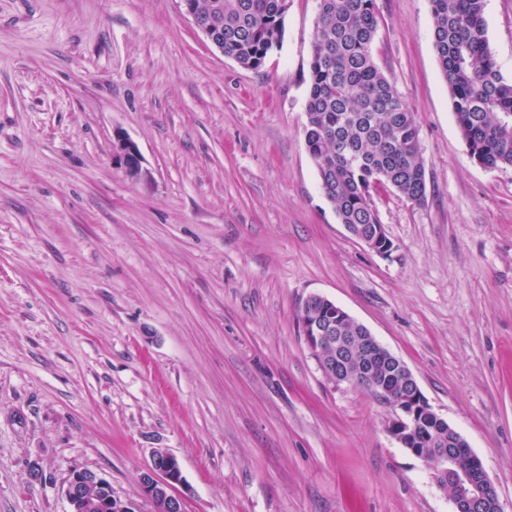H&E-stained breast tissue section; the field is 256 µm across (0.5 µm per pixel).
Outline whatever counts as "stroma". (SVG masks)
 <instances>
[{
    "label": "stroma",
    "instance_id": "obj_1",
    "mask_svg": "<svg viewBox=\"0 0 512 512\" xmlns=\"http://www.w3.org/2000/svg\"><path fill=\"white\" fill-rule=\"evenodd\" d=\"M316 16L288 0L250 70L180 0H0V512H67L74 468L151 512L155 448L185 512H454L393 408L323 374L314 293L408 365L512 512V167L467 151L429 0H377L427 193L374 194L390 256L354 240L304 143ZM485 19L510 79L512 0ZM114 157L117 163L122 166L125 172L133 178H140L146 175L142 166V156L138 146L126 136L117 135L113 145ZM184 482L180 460L166 448H155L148 467L139 476L141 495L153 512H184V499L175 488Z\"/></svg>",
    "mask_w": 512,
    "mask_h": 512
}]
</instances>
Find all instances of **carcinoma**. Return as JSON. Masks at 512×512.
I'll return each mask as SVG.
<instances>
[{
  "label": "carcinoma",
  "mask_w": 512,
  "mask_h": 512,
  "mask_svg": "<svg viewBox=\"0 0 512 512\" xmlns=\"http://www.w3.org/2000/svg\"><path fill=\"white\" fill-rule=\"evenodd\" d=\"M433 46L470 155L512 167V79L491 51L486 0H429ZM304 141L320 188L341 224L380 223L372 193L420 203L425 164L413 112L374 60L376 0H317ZM224 55L257 70L285 32V0H191ZM394 402L399 379L378 372Z\"/></svg>",
  "instance_id": "1"
}]
</instances>
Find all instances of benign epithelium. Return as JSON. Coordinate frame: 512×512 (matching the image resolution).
<instances>
[{"label": "benign epithelium", "instance_id": "benign-epithelium-1", "mask_svg": "<svg viewBox=\"0 0 512 512\" xmlns=\"http://www.w3.org/2000/svg\"><path fill=\"white\" fill-rule=\"evenodd\" d=\"M114 157L125 172L142 177L146 171L142 166V156L138 146L126 136L118 135L113 145ZM352 238L362 243L379 256L386 257L392 251V244L382 224H374L370 233L352 225H345ZM307 317L304 337L313 353L328 356L321 365L330 379L336 383H347L345 368L349 364L354 348L361 347L360 369L369 370L368 361L377 357L385 370L396 374L406 383V397L397 403L394 418L386 427L387 434L402 447L427 464L434 465V478L437 486L453 502L455 512H463L469 500L482 498L499 499L495 485L489 480L480 458H475L477 470L457 468L455 457L459 454H472L471 449L456 447L459 431L442 417L438 416L421 391L418 382L399 357L391 353L372 335L342 336L344 325L351 321L350 315L333 301L320 294H311L305 299ZM431 416L441 426L448 428V438L433 437L427 441L430 449L419 451L410 447L412 436L417 434L423 418ZM183 484L182 467L176 455L166 448H155L151 453L148 467L139 476L141 495L153 506V512H184V499L175 493V488ZM68 512H138L135 503L112 495L110 482L95 471L73 469L65 487Z\"/></svg>", "mask_w": 512, "mask_h": 512}]
</instances>
